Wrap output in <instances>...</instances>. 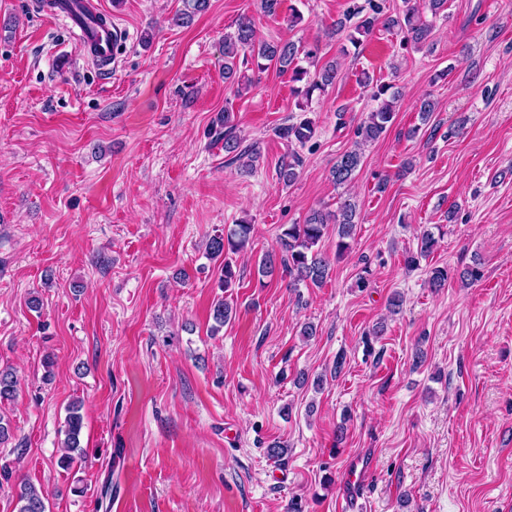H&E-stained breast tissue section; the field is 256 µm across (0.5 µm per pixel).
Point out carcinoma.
<instances>
[{
  "mask_svg": "<svg viewBox=\"0 0 512 512\" xmlns=\"http://www.w3.org/2000/svg\"><path fill=\"white\" fill-rule=\"evenodd\" d=\"M402 9L394 15H385L383 4L377 0H367V5L356 6L343 14L336 21V32L346 33V39L358 45L361 39L373 33L377 26L395 29L402 34L403 44L416 49L423 46L432 33L433 25L426 19L424 10L437 16L448 9V0H402ZM317 49H302L293 42L260 41L257 38L254 23L249 18L242 19L234 32L224 36V79L234 80L240 65H250L263 72L275 67L281 74H290V81L297 84L294 94L300 97L297 106L302 112L309 111V100L315 91H323L334 84L337 78V67L327 63L317 67ZM307 61L310 67L300 65ZM389 83L375 84L372 97L378 102L377 107L368 113L365 120L355 128L358 138L357 148L343 153L336 161L331 176L338 186L352 182L363 162L361 146L373 143L383 136L391 126L396 112L397 95L391 91ZM316 132L315 121L304 116L299 122L278 128L277 135L288 142V145L301 146L309 142ZM240 139L233 123V107H224V152L231 155V160L242 161L253 159L254 152L239 151ZM301 159L297 152L289 154V160L279 167V179L286 184L294 182L298 176L297 168ZM357 210L355 203L349 199L339 202L336 211H312L301 224H290L278 237L279 254H267L262 257L258 273L262 276L273 274L276 265L292 279L293 285L300 283L323 285L329 278L330 261L315 246L323 238L330 224L336 226L337 254L341 255L350 247L354 239ZM252 224L246 218L228 227L224 232L210 237L206 243V254L212 259H223L220 268L219 287L227 292L234 287L237 274L233 264V256L247 250L251 245ZM437 245V239L430 232L422 235L416 254L408 256L410 264L417 263L418 258L430 255ZM483 277L482 263L474 259L472 264L458 272L463 284L475 283ZM233 313L230 304L221 299L212 309L214 326L212 333H219ZM18 380L10 369L0 370V402L12 401L17 395ZM80 406L72 404L68 408V416L64 429V453L58 459V465L68 469L77 459L85 457L86 451L81 448L82 416ZM18 512H47L44 493L30 484L19 486L17 493Z\"/></svg>",
  "mask_w": 512,
  "mask_h": 512,
  "instance_id": "1",
  "label": "carcinoma"
}]
</instances>
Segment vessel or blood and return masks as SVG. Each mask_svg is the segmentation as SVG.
<instances>
[{
  "label": "vessel or blood",
  "mask_w": 512,
  "mask_h": 512,
  "mask_svg": "<svg viewBox=\"0 0 512 512\" xmlns=\"http://www.w3.org/2000/svg\"><path fill=\"white\" fill-rule=\"evenodd\" d=\"M41 13L64 20L76 36L80 50L93 60L116 63L118 51L125 42L117 26L99 24L96 14L76 7L72 0H55L53 6L43 7Z\"/></svg>",
  "instance_id": "vessel-or-blood-1"
}]
</instances>
